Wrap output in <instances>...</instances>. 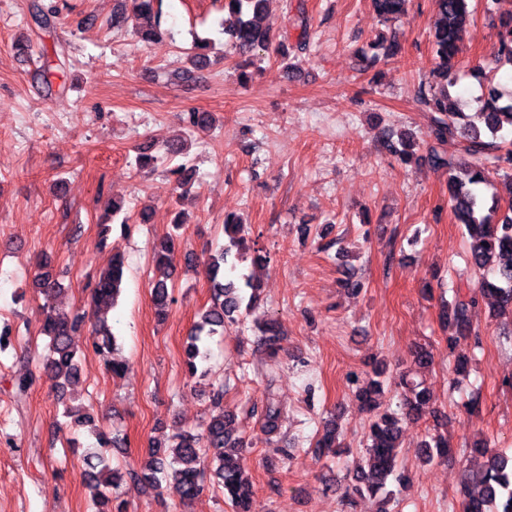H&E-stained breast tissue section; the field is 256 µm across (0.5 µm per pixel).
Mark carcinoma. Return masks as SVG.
I'll use <instances>...</instances> for the list:
<instances>
[{"label":"carcinoma","instance_id":"obj_1","mask_svg":"<svg viewBox=\"0 0 512 512\" xmlns=\"http://www.w3.org/2000/svg\"><path fill=\"white\" fill-rule=\"evenodd\" d=\"M473 0H435L436 20L431 34L433 67L428 88L420 90V103L433 113L427 160L436 169L448 171V207L457 223L465 226L469 235L470 268L481 275L476 291L460 289L452 301L442 309L440 321L448 331V356L454 359V371H465L468 355L460 349L461 341L478 335L470 320V312L479 298L489 295L495 298L497 316L512 319V144L507 142L504 129L512 128V99L502 102V95L494 86L493 79H486L488 95L483 100L480 115L483 126L459 125L462 113L448 106V83L454 60L459 55L463 32L473 20ZM131 12L120 13L112 18V26H132L134 34L143 40L158 36L159 10L154 0H131ZM267 0H224V11L234 18V25L224 29L232 47L239 54L265 51L277 40V36L263 22ZM377 14L386 20L396 19L404 11L405 0H372ZM56 13L51 4L35 3L31 17L41 26L50 23ZM210 41H194L190 55L194 67L209 62ZM512 66V10L501 17L498 29V48L495 65L489 71H498V64ZM493 167L502 173L511 200L503 208L497 196L486 205L482 186L486 185L485 171ZM244 224L234 213L224 214V235L229 243L209 251L207 266L211 276V304L201 313L188 336L186 347L188 376L208 375L205 363L209 359V344L216 336L224 335V323L234 320L243 296L241 287L251 290L248 305L259 299V288L254 274L243 276V286L224 282V267L238 262L251 261L252 267L267 261V254L246 247L243 236ZM180 242L171 237L161 245L157 263L161 277L155 282L151 296L159 313L165 315L176 303L169 291L168 280L176 271V255ZM48 258L36 260L32 280L33 288L43 296L42 334L49 338L48 354L42 368L58 380L56 396L63 399L64 388L78 380L76 356L79 349L74 337L80 335L87 316L76 310L60 311L53 304L61 289V275L48 270ZM124 279V259L117 252L112 266L102 272L92 289V302H116ZM261 342L267 357L274 360L281 351L283 331L272 320L260 328ZM87 348L105 363L112 376L119 377L127 370V364L114 356L116 337L104 325L94 326ZM408 369L403 375L404 393L397 409L376 415L369 426L366 454L357 467L352 481L346 487L343 499L351 503V495L369 497L378 503L375 512H390L388 505L395 495L392 486L403 485L407 476L399 470L398 448L405 421L415 420L429 411L430 392L424 383L411 377ZM266 401L261 413V428L269 435L278 430L283 413L273 391V378L265 373ZM381 388L379 380L370 379L359 388L361 399L373 410L375 395ZM213 414L205 431L200 434L185 431L174 435L164 443L148 448L147 456L137 469L122 470L112 465L108 448L116 444L101 432L95 433L99 448L86 458L85 480L93 491L92 504L95 512H107L103 506L112 501V491L118 489L123 478L157 490L162 482L173 481L181 499L190 502L199 497L207 485L224 489V500L233 512H249L254 493L252 478L240 464L230 448L243 446L240 436H233L229 429L232 414L224 411V385L212 386ZM339 427L335 419L325 421L316 447L324 453H336L339 445ZM470 452L485 458L484 469L473 480H464L458 491L461 512H512V455L493 450L483 439L470 444ZM422 456L431 462L436 458L452 456L448 441L439 435H429L424 442Z\"/></svg>","mask_w":512,"mask_h":512}]
</instances>
